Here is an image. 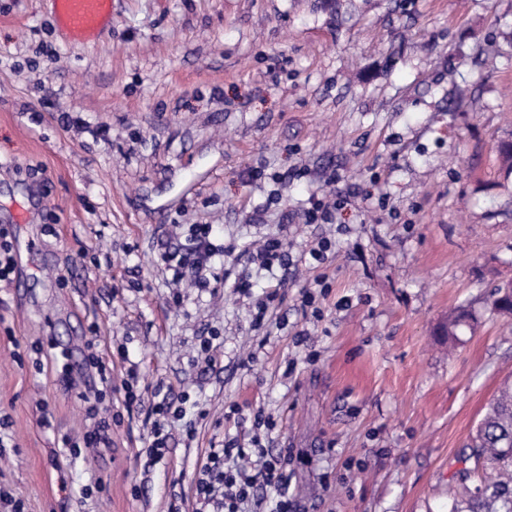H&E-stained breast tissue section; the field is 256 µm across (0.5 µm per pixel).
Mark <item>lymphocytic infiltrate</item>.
<instances>
[{
    "label": "lymphocytic infiltrate",
    "instance_id": "lymphocytic-infiltrate-1",
    "mask_svg": "<svg viewBox=\"0 0 512 512\" xmlns=\"http://www.w3.org/2000/svg\"><path fill=\"white\" fill-rule=\"evenodd\" d=\"M213 234V225H190L189 252L184 254L178 249L163 247L157 255L158 266L170 273L172 281L188 279L198 287H209L207 273L214 254ZM242 257L243 267L235 276L233 286L243 297L251 294V268L271 272L288 267L292 260L290 244L283 234L267 236L262 243L245 248ZM150 413L154 421L145 453L150 460L157 461L165 456L168 449L166 425L169 421L182 419L183 409L173 400L164 398L153 402ZM276 426L272 415L261 409L253 411L251 435L246 442L231 438L223 447L209 450L198 464L193 512H244V505L258 500V492L262 489L276 493L271 512H295L293 498L283 491L287 457L283 454L269 455L266 446Z\"/></svg>",
    "mask_w": 512,
    "mask_h": 512
}]
</instances>
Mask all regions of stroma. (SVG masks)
I'll list each match as a JSON object with an SVG mask.
<instances>
[{"label": "stroma", "instance_id": "obj_1", "mask_svg": "<svg viewBox=\"0 0 512 512\" xmlns=\"http://www.w3.org/2000/svg\"><path fill=\"white\" fill-rule=\"evenodd\" d=\"M510 141L512 0H112L110 27L70 41L52 0H0V228L18 247L0 492L21 512H192L197 462L250 431L224 419L237 404L277 420L297 512H446L512 379L489 304L512 281ZM333 192L337 223L303 225ZM174 224L217 227L213 287L177 306L155 262ZM283 224L294 254L321 236L339 254L318 318L300 308L311 271L289 268L264 340L222 275ZM462 304L477 322L452 350ZM210 336L223 370L196 363ZM92 353L112 388L84 402ZM129 387L184 402L162 460ZM93 411L112 445L72 455Z\"/></svg>", "mask_w": 512, "mask_h": 512}]
</instances>
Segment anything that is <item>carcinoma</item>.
<instances>
[{"label":"carcinoma","mask_w":512,"mask_h":512,"mask_svg":"<svg viewBox=\"0 0 512 512\" xmlns=\"http://www.w3.org/2000/svg\"><path fill=\"white\" fill-rule=\"evenodd\" d=\"M491 310L512 318V294L499 285L491 291ZM472 311L458 306L448 316L446 335L454 341L473 328ZM473 469H465L448 500V512H512V383L506 382L488 404L471 437Z\"/></svg>","instance_id":"cac0c4a2"}]
</instances>
